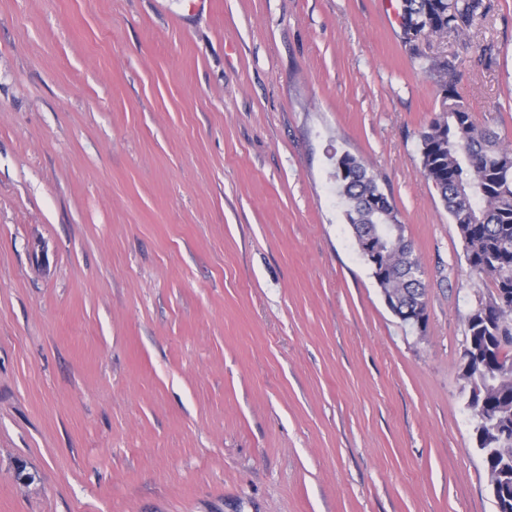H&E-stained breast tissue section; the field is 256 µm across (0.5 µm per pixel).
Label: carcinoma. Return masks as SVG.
I'll return each instance as SVG.
<instances>
[{"instance_id": "1", "label": "carcinoma", "mask_w": 512, "mask_h": 512, "mask_svg": "<svg viewBox=\"0 0 512 512\" xmlns=\"http://www.w3.org/2000/svg\"><path fill=\"white\" fill-rule=\"evenodd\" d=\"M487 13L484 0H401L399 16L444 37L467 34ZM427 71L448 95L419 134L422 175L456 224L470 270L488 288L468 319L469 344L483 354L468 374L469 407L489 481L497 482L496 512H512V368L506 369L512 342L501 341L512 336V308L498 306V294L512 291V145L474 122L456 89L454 61L431 59ZM333 178L347 223L358 233L379 231L377 244L388 262L382 274L400 305H426L422 265L370 166L346 152L336 157Z\"/></svg>"}]
</instances>
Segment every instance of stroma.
<instances>
[{"label":"stroma","mask_w":512,"mask_h":512,"mask_svg":"<svg viewBox=\"0 0 512 512\" xmlns=\"http://www.w3.org/2000/svg\"><path fill=\"white\" fill-rule=\"evenodd\" d=\"M0 0V512H494L464 370L487 293L421 173L455 57L512 143V0ZM424 271L402 323L333 152ZM488 9L484 0H401L399 16L420 22L429 35L459 36L485 19Z\"/></svg>","instance_id":"35a3bbf8"}]
</instances>
